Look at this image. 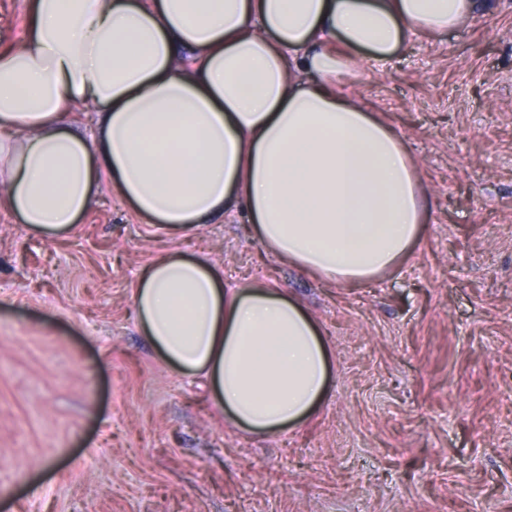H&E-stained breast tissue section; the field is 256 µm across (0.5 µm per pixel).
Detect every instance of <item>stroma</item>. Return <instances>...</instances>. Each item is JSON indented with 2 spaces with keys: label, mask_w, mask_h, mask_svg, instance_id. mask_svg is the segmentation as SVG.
I'll return each instance as SVG.
<instances>
[{
  "label": "stroma",
  "mask_w": 512,
  "mask_h": 512,
  "mask_svg": "<svg viewBox=\"0 0 512 512\" xmlns=\"http://www.w3.org/2000/svg\"><path fill=\"white\" fill-rule=\"evenodd\" d=\"M27 22L0 0V50ZM348 91L429 199L401 268L365 285L267 254L240 213L173 238L103 185L51 243L0 205V512H512V0L361 60ZM172 249L308 309L332 389L306 423L242 431L160 361L132 292Z\"/></svg>",
  "instance_id": "1"
}]
</instances>
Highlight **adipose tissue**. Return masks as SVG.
<instances>
[{
    "label": "adipose tissue",
    "instance_id": "obj_1",
    "mask_svg": "<svg viewBox=\"0 0 512 512\" xmlns=\"http://www.w3.org/2000/svg\"><path fill=\"white\" fill-rule=\"evenodd\" d=\"M490 0H30L25 43L0 52V191L33 236H69L112 188L178 236L245 208L265 251L329 284L396 270L426 190L401 136L342 93L354 52L386 61L412 35L488 14ZM189 49L179 59V49ZM101 115L96 137L66 122ZM135 321L164 363L204 377L255 434L329 393L327 345L302 304L235 288L169 251L141 273ZM69 121L77 131L87 136H97L96 113L91 105H76L69 113Z\"/></svg>",
    "mask_w": 512,
    "mask_h": 512
}]
</instances>
